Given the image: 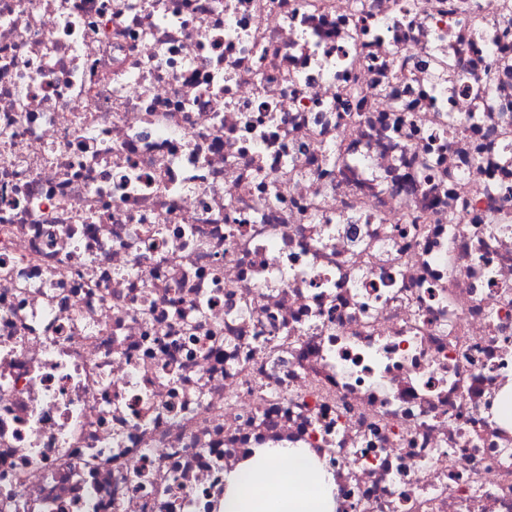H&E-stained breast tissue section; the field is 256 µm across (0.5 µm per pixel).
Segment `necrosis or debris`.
<instances>
[{
  "label": "necrosis or debris",
  "instance_id": "obj_1",
  "mask_svg": "<svg viewBox=\"0 0 512 512\" xmlns=\"http://www.w3.org/2000/svg\"><path fill=\"white\" fill-rule=\"evenodd\" d=\"M512 0H0V512H512ZM333 484L304 448H260L226 477L223 512H333Z\"/></svg>",
  "mask_w": 512,
  "mask_h": 512
}]
</instances>
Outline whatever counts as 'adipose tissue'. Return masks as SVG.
Instances as JSON below:
<instances>
[{"label":"adipose tissue","instance_id":"obj_1","mask_svg":"<svg viewBox=\"0 0 512 512\" xmlns=\"http://www.w3.org/2000/svg\"><path fill=\"white\" fill-rule=\"evenodd\" d=\"M331 474L302 448H260L226 478L223 512H333Z\"/></svg>","mask_w":512,"mask_h":512}]
</instances>
